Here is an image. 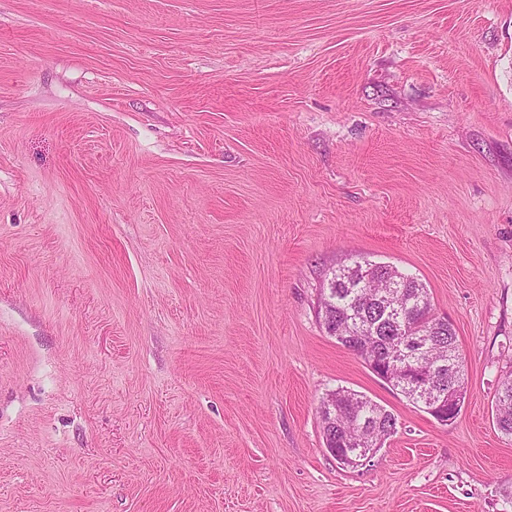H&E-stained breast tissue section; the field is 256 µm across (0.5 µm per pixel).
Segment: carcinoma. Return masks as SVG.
Listing matches in <instances>:
<instances>
[{
  "label": "carcinoma",
  "instance_id": "1",
  "mask_svg": "<svg viewBox=\"0 0 512 512\" xmlns=\"http://www.w3.org/2000/svg\"><path fill=\"white\" fill-rule=\"evenodd\" d=\"M374 264L355 260L351 267L341 266L333 274L324 292L322 307L336 315V324L326 326L339 334L362 333L371 341L372 351L384 354L393 348L405 352L426 346L418 358L434 369L442 389L456 392L457 408L466 398V372L457 350L453 327L431 331L432 305L428 290L419 279L406 276L392 267L386 275L400 278L397 303L389 310L380 309L373 297L381 291L380 277L372 275ZM336 426L324 427L323 437L336 434V447H341L346 433L362 428L379 427V434L388 438L396 431L397 419L380 404L365 395L347 391V396L336 400ZM496 424L505 435L512 436V378L502 382L495 401Z\"/></svg>",
  "mask_w": 512,
  "mask_h": 512
}]
</instances>
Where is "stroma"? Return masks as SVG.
Returning a JSON list of instances; mask_svg holds the SVG:
<instances>
[{
  "label": "stroma",
  "instance_id": "stroma-1",
  "mask_svg": "<svg viewBox=\"0 0 512 512\" xmlns=\"http://www.w3.org/2000/svg\"><path fill=\"white\" fill-rule=\"evenodd\" d=\"M359 255L453 423L322 327ZM511 375L512 0H0V512H503ZM338 388L398 421L353 468ZM377 265L368 260H354L335 271L328 288H323L326 291L322 309L333 313L334 318L336 315V325L323 323L325 330H334L333 335L337 332L345 336L358 332L366 334L371 341V351L377 354L397 347L403 353L426 345L427 350L421 351L418 359L434 369L443 390L448 392V389L456 388L458 415L466 398L467 383L454 328L448 323V328L442 331L428 330L432 305L426 286L418 278L404 274L393 266L386 276L398 277L402 288H397V303L388 312L380 309L372 299L381 290L390 288H379L377 284L385 276L368 277L373 274L371 269ZM346 268L348 274H342ZM403 274L405 280L401 279ZM421 305L425 309L420 308ZM440 361L446 362V366L442 367ZM496 424L505 435L512 436V378L502 382L495 401Z\"/></svg>",
  "mask_w": 512,
  "mask_h": 512
}]
</instances>
